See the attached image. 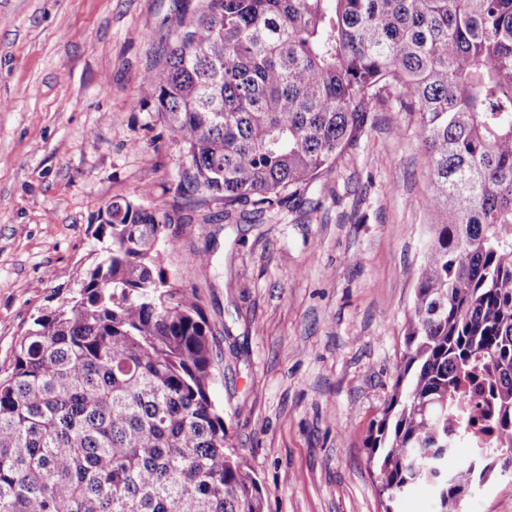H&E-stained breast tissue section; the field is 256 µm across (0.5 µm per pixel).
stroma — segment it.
Masks as SVG:
<instances>
[{
    "instance_id": "stroma-1",
    "label": "stroma",
    "mask_w": 512,
    "mask_h": 512,
    "mask_svg": "<svg viewBox=\"0 0 512 512\" xmlns=\"http://www.w3.org/2000/svg\"><path fill=\"white\" fill-rule=\"evenodd\" d=\"M201 0H0V366L80 291L107 204L176 213L162 253L222 362L211 389L264 512H384L364 445L399 373L432 235L417 117L387 102L336 165L264 215L180 194L144 81ZM206 252L210 261L194 263ZM464 512H512V470Z\"/></svg>"
}]
</instances>
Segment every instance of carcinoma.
Returning <instances> with one entry per match:
<instances>
[{
	"label": "carcinoma",
	"mask_w": 512,
	"mask_h": 512,
	"mask_svg": "<svg viewBox=\"0 0 512 512\" xmlns=\"http://www.w3.org/2000/svg\"><path fill=\"white\" fill-rule=\"evenodd\" d=\"M145 82L188 162L179 190L259 213L330 170L389 99L418 114L436 221L366 447L385 512L422 483L437 512H463L512 450V0H204ZM175 223L108 204L78 295L17 340L0 512H263L211 398L212 327L162 265ZM472 390L481 437L460 406ZM462 443L473 471L440 470Z\"/></svg>",
	"instance_id": "cac0c4a2"
}]
</instances>
